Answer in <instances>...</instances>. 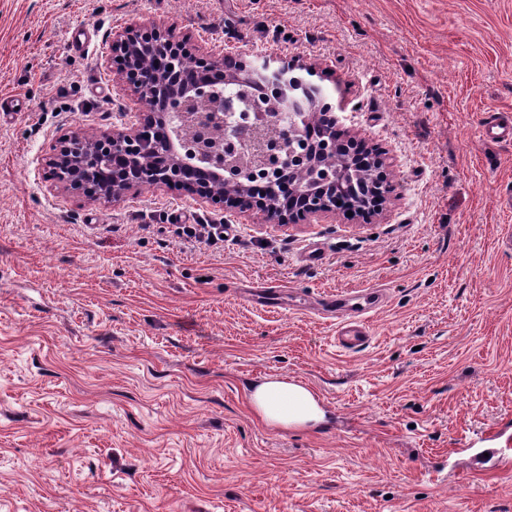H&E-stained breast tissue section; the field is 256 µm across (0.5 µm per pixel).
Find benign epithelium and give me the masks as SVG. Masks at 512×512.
Returning a JSON list of instances; mask_svg holds the SVG:
<instances>
[{
    "label": "benign epithelium",
    "mask_w": 512,
    "mask_h": 512,
    "mask_svg": "<svg viewBox=\"0 0 512 512\" xmlns=\"http://www.w3.org/2000/svg\"><path fill=\"white\" fill-rule=\"evenodd\" d=\"M109 63L122 83L151 103L132 124L87 134L67 130L56 136L45 157L44 179L87 201L117 202L151 183L181 191L212 210L260 215L277 224H308L313 219L352 213L369 220L380 215L395 191L387 153L336 128L332 106L318 99L310 77L316 64L293 60L270 68L268 61L242 70L224 58L201 52L151 23L126 27L112 37ZM274 85L288 99L290 130L302 121L330 124L315 142H306L302 160L284 148L279 117L270 116L247 138L224 128V90ZM288 162V178L265 185L253 172Z\"/></svg>",
    "instance_id": "7a95c632"
}]
</instances>
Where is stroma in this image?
<instances>
[{
  "label": "stroma",
  "instance_id": "1",
  "mask_svg": "<svg viewBox=\"0 0 512 512\" xmlns=\"http://www.w3.org/2000/svg\"><path fill=\"white\" fill-rule=\"evenodd\" d=\"M152 21L319 64L339 127L388 153L383 213L279 225L166 188L51 187L60 132L143 110L107 59ZM1 94L19 104L0 112V512H512V469L462 450L512 440V141L480 135L512 114V0H0ZM314 245L322 264L300 258ZM373 289L370 344L337 348L319 303ZM264 375L316 391L330 425L262 423Z\"/></svg>",
  "mask_w": 512,
  "mask_h": 512
}]
</instances>
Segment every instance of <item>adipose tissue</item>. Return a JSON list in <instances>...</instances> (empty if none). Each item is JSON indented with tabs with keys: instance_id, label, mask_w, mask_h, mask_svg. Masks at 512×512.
<instances>
[{
	"instance_id": "1",
	"label": "adipose tissue",
	"mask_w": 512,
	"mask_h": 512,
	"mask_svg": "<svg viewBox=\"0 0 512 512\" xmlns=\"http://www.w3.org/2000/svg\"><path fill=\"white\" fill-rule=\"evenodd\" d=\"M252 413L263 423L282 429L325 426L330 418L327 407L309 387L278 376L254 381L248 392Z\"/></svg>"
}]
</instances>
